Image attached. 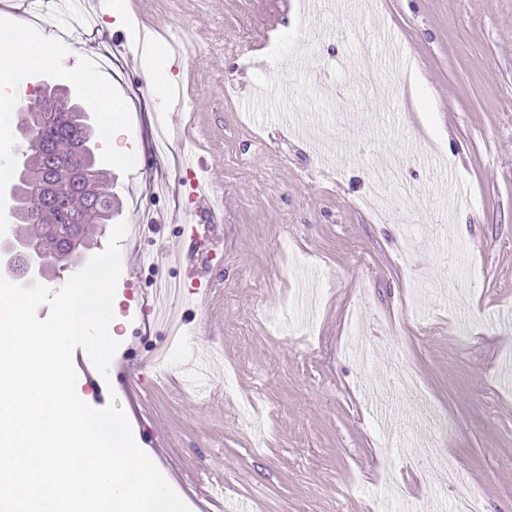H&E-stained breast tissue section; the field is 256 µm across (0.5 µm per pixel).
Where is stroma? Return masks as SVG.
Instances as JSON below:
<instances>
[{"mask_svg": "<svg viewBox=\"0 0 512 512\" xmlns=\"http://www.w3.org/2000/svg\"><path fill=\"white\" fill-rule=\"evenodd\" d=\"M363 2L344 15L320 0L302 19L295 0H150L195 49L162 76L188 92L183 144L206 158L224 221L208 249L186 224L145 230L142 247L181 241L186 263L208 267L211 293L200 302L185 286L184 336L158 370L149 359L164 335L139 304L183 269L148 273L123 256L112 362L134 370L133 386L81 369L76 393L97 409L115 395L134 436L157 432L158 469L186 503L209 494L248 512H385L388 501L440 500L458 512L442 472L403 446L427 420L391 402L399 442L381 444L365 388L390 380L400 357L448 418L440 448L483 512H512V327L496 323L512 312V0ZM118 31L135 45L123 9L77 27L56 0L28 29L109 57L100 76L124 114L114 144L128 161L99 149L114 177L101 248L134 215L123 184L157 211L195 209L187 193H152L171 165L151 153L156 104L114 46ZM284 117L325 132V151L345 166L321 170L314 152L278 139ZM409 151L406 176L421 195L403 213L372 216L357 199L375 164ZM438 225L469 245L461 278L445 276V254L429 243ZM303 267L319 278L302 284ZM364 298L371 308L352 324Z\"/></svg>", "mask_w": 512, "mask_h": 512, "instance_id": "1", "label": "stroma"}]
</instances>
